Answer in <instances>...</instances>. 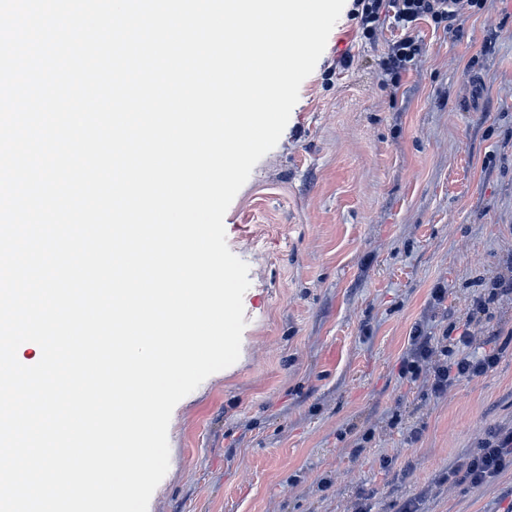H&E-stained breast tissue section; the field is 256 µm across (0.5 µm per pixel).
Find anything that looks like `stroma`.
Wrapping results in <instances>:
<instances>
[{"instance_id":"1","label":"stroma","mask_w":512,"mask_h":512,"mask_svg":"<svg viewBox=\"0 0 512 512\" xmlns=\"http://www.w3.org/2000/svg\"><path fill=\"white\" fill-rule=\"evenodd\" d=\"M392 35L368 42L342 11L228 208L249 266L240 357L174 408L148 512H354L362 493L373 512H512V469L450 476L512 427V298L490 296L512 258V0L422 22L394 87ZM466 321L500 351L485 376L437 397L401 375L416 323Z\"/></svg>"}]
</instances>
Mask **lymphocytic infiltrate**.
Listing matches in <instances>:
<instances>
[{"mask_svg":"<svg viewBox=\"0 0 512 512\" xmlns=\"http://www.w3.org/2000/svg\"><path fill=\"white\" fill-rule=\"evenodd\" d=\"M361 9L360 26L365 38H373L384 23L401 30L382 63L384 75L392 76L409 68L420 54L413 36L419 21L434 25L452 21L481 9V0H355ZM470 329L460 334L444 330L435 334L424 324H416L409 336V348L402 360V371L418 375L430 367L429 389L433 395L447 393L460 379L477 378L491 371L499 360L495 349L476 351ZM512 466V427L490 432L478 452L463 460L455 470L457 476L471 485L481 486L497 479Z\"/></svg>","mask_w":512,"mask_h":512,"instance_id":"obj_1","label":"lymphocytic infiltrate"}]
</instances>
